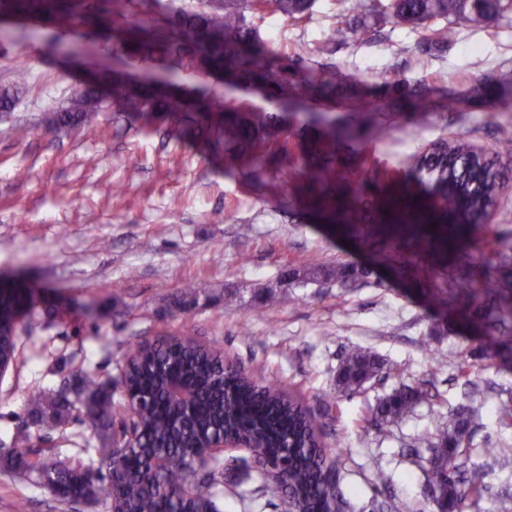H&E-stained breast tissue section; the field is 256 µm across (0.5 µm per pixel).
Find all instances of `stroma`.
I'll use <instances>...</instances> for the list:
<instances>
[{"label":"stroma","mask_w":512,"mask_h":512,"mask_svg":"<svg viewBox=\"0 0 512 512\" xmlns=\"http://www.w3.org/2000/svg\"><path fill=\"white\" fill-rule=\"evenodd\" d=\"M340 0H315L309 21L295 24L277 12L248 15L269 47L292 53L312 48L306 66L334 67L353 94L378 101L381 111L399 103L385 83L394 72L423 79L442 101L408 127L390 128L362 146L370 174L403 181L409 156L441 139L483 152L512 132V108L489 114L487 104L512 105V22L467 25L448 46L422 53L420 33L390 23L361 43L336 37L331 52L319 46L336 23ZM116 49L90 25L62 28L21 19L0 35V93L18 90L12 112L0 117V281L32 291L34 324L18 338L17 365L0 377V441L13 459L27 449L13 444L19 430L59 441L61 456L78 450L66 436L97 438L89 424L64 429L32 422V391H56L88 371L122 397L121 368L140 346L162 336L191 337L243 365L277 379L311 410L336 395L343 355L365 348L397 365V373L341 400L323 437L341 448V479L354 506L375 501L377 512H437L425 494L426 477L415 449L417 434L445 426L468 410L474 418L472 464L489 473L478 502L463 512H512V430H501L495 410L512 400V368L481 357L475 334L455 318H441L425 297L389 270L366 281L321 286L282 281L304 263L366 265L367 253L344 245L340 234L317 223L280 189L224 169L221 151L179 144L169 125L143 134L114 107L96 130L48 127L49 113L68 106L81 81L112 65ZM500 83L482 86L485 74ZM27 138L15 135L17 128ZM199 291L195 303L179 299L184 283ZM273 287L278 301L267 312L251 300ZM240 302L224 305L225 289ZM474 355L472 378L482 389L468 398L454 379L456 365ZM431 383L439 401L418 405L399 424L378 430L368 414L403 384ZM496 456H486V449ZM258 477L218 490L219 512H282L263 496ZM105 512L95 500L71 510L57 502L36 475L0 466V512Z\"/></svg>","instance_id":"35a3bbf8"}]
</instances>
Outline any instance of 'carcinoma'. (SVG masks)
Masks as SVG:
<instances>
[{
  "label": "carcinoma",
  "mask_w": 512,
  "mask_h": 512,
  "mask_svg": "<svg viewBox=\"0 0 512 512\" xmlns=\"http://www.w3.org/2000/svg\"><path fill=\"white\" fill-rule=\"evenodd\" d=\"M130 0H103L99 23L112 33L121 65L147 53L162 58L167 67L156 80H144L135 90L119 81L106 91L100 84L77 87L71 106L52 112L53 127L93 130L106 100L128 114L145 132L177 119L179 135L213 147H224V168H249L258 177L280 180L285 194L298 200L313 218L360 244L372 263L387 267L410 287L420 290L437 307L485 335L488 346L512 360V243L496 240L489 246L483 270L475 271L466 253L470 227H483L495 196L512 174V134H504L494 158L476 155L458 142L448 149L436 145L410 157L413 180L430 187L431 197L414 194L410 186L397 187L379 175L363 176L360 125L379 105L351 101L336 73L306 71L295 60L311 54L305 44L293 56L260 45L245 12L271 9L298 22L311 12L314 0H208V9L167 16L153 13L150 0L141 10L129 11ZM336 13L335 31L361 41L368 20L408 24L421 30V51L427 53L448 42L453 26L462 23L512 19V0H474L461 8L457 0H354ZM0 8L14 14L38 15L58 26L74 23L73 0H0ZM439 18L448 27L435 29ZM215 72L231 78L232 88L259 89L273 110L256 108L244 99L187 95L180 92L186 70ZM389 89L412 102L411 112H391L387 122L402 126L416 122L434 107L423 84L396 73ZM345 106L359 120L336 125L329 109ZM453 264L448 287L425 289L421 265ZM298 280L342 285L364 280L368 266L338 262L292 269ZM32 306V297L9 284L0 291V362L17 363L14 318ZM386 363L376 353L354 349L336 371V396L351 398L380 380ZM187 384L196 395L192 409L166 396L169 380ZM121 384L136 392L138 436L114 434L112 389L97 375L84 372L77 379L75 398L60 390H36L29 412L39 422L62 425L74 409L85 411L96 430L100 464L107 483L98 484L81 459L63 460L53 447L31 448L20 461L36 472L60 502L72 506L103 498L108 512H218L217 488L231 468L215 461L206 475L195 473L198 445L222 432L247 441L255 464L237 465L248 477L256 465L286 457L288 464L272 475H262L261 490L305 512H346L351 503L341 487L338 464L326 465L325 455L339 459L338 450L325 446L320 420L334 419L336 402L322 403L314 415L301 401L284 393L276 381L246 376L218 353L191 341L164 340L139 348L127 361ZM438 398L426 384L401 385L379 399L370 417L378 427L404 420L419 404ZM471 415L461 411L450 428L423 432L414 446L431 452L425 468L427 489L438 512H460L468 499H479L487 489V472L468 465ZM164 459L158 471L152 460Z\"/></svg>",
  "instance_id": "carcinoma-1"
}]
</instances>
